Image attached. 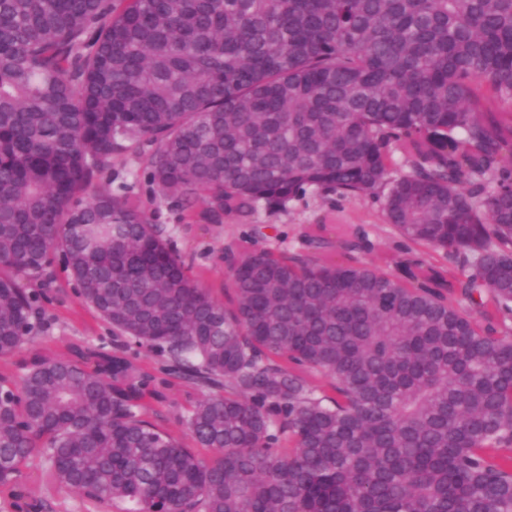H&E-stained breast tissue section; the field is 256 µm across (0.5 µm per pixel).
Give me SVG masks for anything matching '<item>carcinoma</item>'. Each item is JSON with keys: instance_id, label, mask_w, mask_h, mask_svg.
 <instances>
[{"instance_id": "obj_1", "label": "carcinoma", "mask_w": 512, "mask_h": 512, "mask_svg": "<svg viewBox=\"0 0 512 512\" xmlns=\"http://www.w3.org/2000/svg\"><path fill=\"white\" fill-rule=\"evenodd\" d=\"M130 152L206 224L379 197L400 256L231 240L220 299L97 189ZM57 258L123 346L0 373L15 512L36 458L123 512H512V0H0V359ZM177 381L181 435L141 415Z\"/></svg>"}]
</instances>
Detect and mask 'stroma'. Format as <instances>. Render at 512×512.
Returning a JSON list of instances; mask_svg holds the SVG:
<instances>
[{"label": "stroma", "mask_w": 512, "mask_h": 512, "mask_svg": "<svg viewBox=\"0 0 512 512\" xmlns=\"http://www.w3.org/2000/svg\"><path fill=\"white\" fill-rule=\"evenodd\" d=\"M100 186L115 192L129 187L131 196L151 215L154 223L162 225L178 249L192 256L196 265L206 270L209 282L217 286L224 282L222 256L229 239L249 242L266 234L277 237L283 246L292 249L300 247L304 229L312 224L332 228L361 218L376 224L382 221L381 203L372 197L349 199L310 190L282 207H259L247 224L238 223L231 216L220 224H199L162 199L132 153L114 162ZM55 288L60 295L45 304L41 326L24 344V351L47 348L62 353L74 342L110 348L117 345L111 325L81 302L64 271H57ZM22 477L32 497L42 503V512H94L71 490L42 482L35 465L24 466Z\"/></svg>", "instance_id": "1"}]
</instances>
